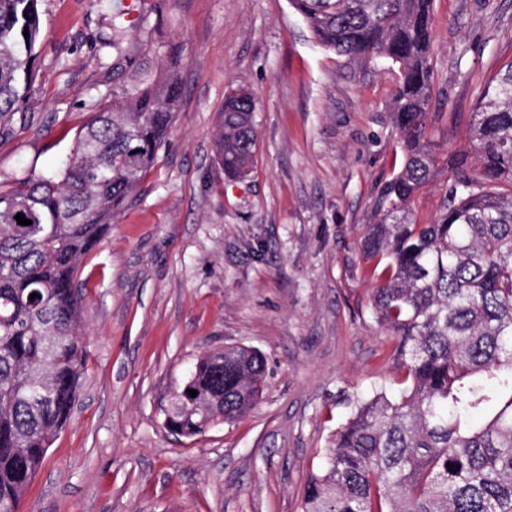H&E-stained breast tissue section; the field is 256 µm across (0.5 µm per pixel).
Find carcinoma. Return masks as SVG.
Segmentation results:
<instances>
[{
  "label": "carcinoma",
  "instance_id": "1",
  "mask_svg": "<svg viewBox=\"0 0 512 512\" xmlns=\"http://www.w3.org/2000/svg\"><path fill=\"white\" fill-rule=\"evenodd\" d=\"M433 2L291 0L323 48L397 65L391 112L402 153L359 247L364 261L384 264L371 308L405 386L356 400L306 480L302 512H512V63L468 114L465 149L441 158L431 135ZM37 5L0 0L1 132L32 80ZM177 64L103 104L57 173L0 190V512H20L70 418L86 361L76 269L166 142ZM257 112L245 84L224 97L214 148L230 178L251 167ZM448 167L453 179L421 224L414 199ZM264 377L249 348L204 354L165 426L190 438L211 420L237 421Z\"/></svg>",
  "mask_w": 512,
  "mask_h": 512
}]
</instances>
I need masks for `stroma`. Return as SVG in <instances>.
Listing matches in <instances>:
<instances>
[{
    "mask_svg": "<svg viewBox=\"0 0 512 512\" xmlns=\"http://www.w3.org/2000/svg\"><path fill=\"white\" fill-rule=\"evenodd\" d=\"M22 111L0 136V188L55 171L120 86L180 60L165 145L78 269L86 367L69 423L22 512H301L348 403L403 376L372 320L381 281L359 240L401 164L390 60L316 44L290 0H39ZM440 150L512 63V0H434ZM258 102L248 177L215 160L224 96ZM241 344L265 361L243 419L187 439L164 425L201 355Z\"/></svg>",
    "mask_w": 512,
    "mask_h": 512,
    "instance_id": "1",
    "label": "stroma"
}]
</instances>
